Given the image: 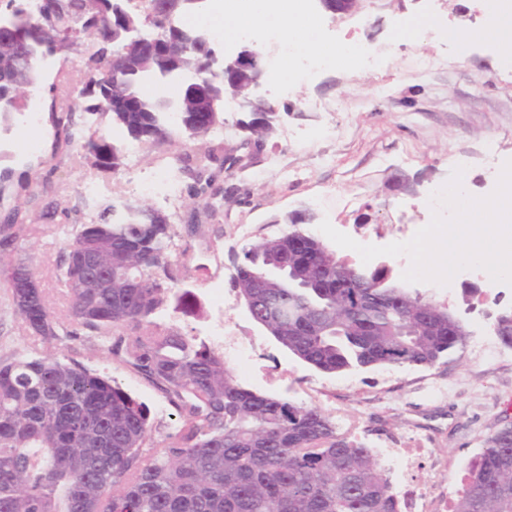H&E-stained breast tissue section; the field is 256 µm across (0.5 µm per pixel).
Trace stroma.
<instances>
[{
	"mask_svg": "<svg viewBox=\"0 0 512 512\" xmlns=\"http://www.w3.org/2000/svg\"><path fill=\"white\" fill-rule=\"evenodd\" d=\"M404 16H431L438 23L420 43H399L394 29ZM305 23L321 33L318 53L335 54V63L285 87L267 77L259 94L277 111L274 132L262 146H254L248 128L254 115L229 97L213 132L194 140L174 131L171 147L131 138L111 116L90 111V98L78 100L75 120L84 134L119 148L122 164L114 172L93 169L76 144L57 134L46 110L45 85L56 84L58 100L75 98L97 48L94 38L80 37L70 50L39 61L43 86L29 95L40 106L39 121L0 142V172L9 173L0 183V222L13 220V243L0 256L34 272L55 308L59 338L51 347L28 333L8 283L0 279V362L56 351L144 402L155 424L152 438L162 441L182 423L177 410L132 368L112 359L105 340L67 311L60 256L65 239L81 225L98 223L111 205H145L165 215L180 273L157 320L210 346L219 314L215 292L192 260L197 251L218 252L229 278L245 247L294 228L318 235L325 220L359 243L386 246L401 230L429 224L431 191L459 165L471 194L493 192L485 147L494 146L497 160L512 159V69H503L489 46L472 44L462 53L445 37L450 28L467 33L486 25L480 0H361L347 14L312 0ZM354 37L379 57L377 68L337 56L340 44ZM427 58L437 67L423 70L420 62ZM26 141L35 143L34 151L22 150ZM205 146L217 147L224 164L201 173L184 169L181 156ZM160 170L177 184L173 200L140 189ZM46 208L55 212L48 223L40 219ZM241 224L251 225L248 237L238 235ZM405 286L447 307L465 333L464 345L434 366L319 370L255 322L241 299V335L264 360H230L226 366L244 388L318 408L340 433L369 448L383 447L390 437H427L438 464L425 466L424 475L444 485L461 479L488 436L512 424V347L494 331L497 316L512 310V286L493 282L481 269L446 286ZM282 368L289 377L284 387L277 375Z\"/></svg>",
	"mask_w": 512,
	"mask_h": 512,
	"instance_id": "35a3bbf8",
	"label": "stroma"
}]
</instances>
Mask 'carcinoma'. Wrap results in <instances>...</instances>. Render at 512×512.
<instances>
[{
    "label": "carcinoma",
    "instance_id": "1",
    "mask_svg": "<svg viewBox=\"0 0 512 512\" xmlns=\"http://www.w3.org/2000/svg\"><path fill=\"white\" fill-rule=\"evenodd\" d=\"M26 27L52 19L40 31L43 47L0 45V92L18 90L19 106L0 112L9 127L24 111L26 92L41 82L40 53L63 51L75 34L97 39L76 97L96 96L91 110L112 115L134 138L171 142L167 113H178L190 139L210 130L194 124L185 102L224 89L261 115L257 140L273 130L268 104L250 97L251 77L215 81L207 59L212 40L201 28L175 23L176 0H146L144 15L173 42L169 65L136 67L138 52L126 47L113 13L101 0H42L30 13L20 0H0ZM190 72L176 101L142 95L152 77ZM136 100L135 112H115L112 97ZM48 112L69 142H77L97 169L115 170L97 148L101 140L75 129V106L50 98ZM171 225L149 207H129L124 221L84 224L66 241L63 279L69 315L108 338L107 352L157 388L182 417L162 444H147L152 426L147 406L101 375L56 355L20 357L0 364V512H398L396 495L371 450L336 432L320 410L284 398L257 395L240 386L224 356L155 321L168 285L176 281L168 245ZM312 249L322 262L305 266L288 258V281L271 270L288 254V233L243 249L233 287L253 317L280 344L325 372L351 366L433 365L462 343L465 333L450 311L412 295L376 270L344 265L319 239ZM101 255L112 271L95 288H79L84 257ZM15 266L0 258L25 326L50 343L58 339L45 292L15 287ZM346 288H335L341 272ZM512 346V314L495 325ZM454 512H512V426L490 435L476 463L456 489Z\"/></svg>",
    "mask_w": 512,
    "mask_h": 512
}]
</instances>
